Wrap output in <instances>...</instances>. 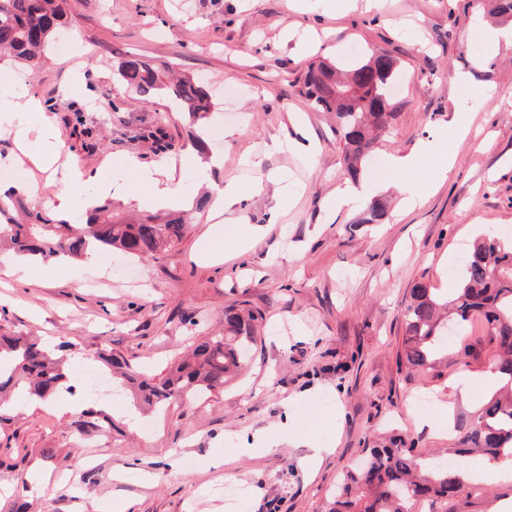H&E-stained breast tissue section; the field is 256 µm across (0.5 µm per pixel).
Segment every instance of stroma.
<instances>
[{
  "label": "stroma",
  "instance_id": "35a3bbf8",
  "mask_svg": "<svg viewBox=\"0 0 512 512\" xmlns=\"http://www.w3.org/2000/svg\"><path fill=\"white\" fill-rule=\"evenodd\" d=\"M70 0L63 33L84 56L49 51L32 71L42 101L75 88L55 124L68 162L92 175L132 154L153 166L178 162L194 127L162 97L144 98L121 84L126 53L172 64L203 81L214 107L203 121L219 164L213 183L247 176L243 159L260 152V174L286 171L301 190L280 207L274 184L245 198L249 224L261 232L236 249V232L219 248L231 259L202 256L198 241L210 210L191 214L186 233L163 259L127 261L130 284L99 276L84 281L79 264L35 262L25 278L4 276L0 258V329L52 336L79 353L76 366L96 372L90 354L105 349L155 379L164 378L197 328H224V310L261 313L250 368L201 402L167 413L134 412L128 395L97 406L122 423L119 434L79 429L80 410L16 401L0 426V512L13 501L26 512H230L223 487L244 491L231 512H328L336 485L366 451L403 437L422 450L452 447L484 397L462 396L467 373L493 364L491 352L464 367L453 356L436 369L409 372L398 355L409 291L423 282L452 292L448 271L461 248L486 228L512 225V46L472 51L481 24L510 25L484 0ZM392 55L404 76L396 116L365 168L383 223H364V208H335L347 180L336 118L312 109L298 81L315 59L341 61L352 50ZM471 126L450 144L454 163L438 175L429 157L404 172L424 198L400 216L390 159L447 140L455 117ZM172 152H157V141ZM432 401L433 427L418 426L414 401ZM290 424L298 439L282 440ZM333 437L316 470L305 458L313 441ZM276 448L260 450L263 439ZM46 482L23 491L20 478ZM512 485L417 504L414 512H497Z\"/></svg>",
  "mask_w": 512,
  "mask_h": 512
}]
</instances>
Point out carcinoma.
<instances>
[{"label":"carcinoma","mask_w":512,"mask_h":512,"mask_svg":"<svg viewBox=\"0 0 512 512\" xmlns=\"http://www.w3.org/2000/svg\"><path fill=\"white\" fill-rule=\"evenodd\" d=\"M68 14L69 0H0V58L37 66L68 22ZM117 74L121 83L142 96L170 100L194 123L206 118L213 107L203 83L166 79L162 70L138 55H125ZM397 74V61L381 53L367 60L312 63L301 79L308 104L336 115L347 171L353 178L359 176L362 163L372 156L394 116L388 88ZM185 224L182 212L161 216L148 211L134 221L107 203L94 206L86 223L72 224L30 207L14 187L0 194V248L22 257L78 260L93 248L158 260L182 240ZM450 316L458 333L476 318L485 321L486 335L460 346L458 354L468 366L483 350L491 351L505 381L484 399L457 439L453 455L478 456L487 462L505 454L512 457V235L492 230L477 238L462 259L458 288L452 294H439L422 282L414 284L399 360L417 369L433 366L435 354L448 348ZM259 319L261 315L250 309L227 308L224 332L194 337L186 355L157 382L111 352L97 351L91 359L110 371L117 388L132 393L136 406L160 412L220 391L238 376ZM70 347L65 341L51 348L35 336L0 334V425L10 421L9 402L18 391L39 402L61 389L72 393ZM441 458L438 452H419L402 438L370 448L364 465L348 472L337 488L329 512H412L423 498L483 492L482 484L465 479L460 466L439 465Z\"/></svg>","instance_id":"cac0c4a2"}]
</instances>
